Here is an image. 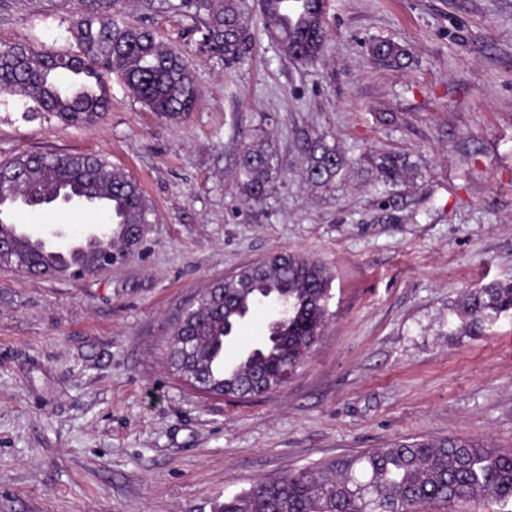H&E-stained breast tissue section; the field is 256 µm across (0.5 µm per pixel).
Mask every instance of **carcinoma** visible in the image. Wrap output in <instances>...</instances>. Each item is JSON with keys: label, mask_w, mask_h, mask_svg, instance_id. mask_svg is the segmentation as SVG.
<instances>
[{"label": "carcinoma", "mask_w": 512, "mask_h": 512, "mask_svg": "<svg viewBox=\"0 0 512 512\" xmlns=\"http://www.w3.org/2000/svg\"><path fill=\"white\" fill-rule=\"evenodd\" d=\"M282 0H261L265 28L282 52L304 64L323 61L325 0H301L306 19L292 27L280 20ZM127 0H55L68 16L75 49L46 51L35 45H0V97L23 101L30 120L54 119L65 126L91 128L108 110L103 75L122 77L133 97L160 117L178 122L192 111L199 91L183 55L160 41L146 26L119 25L115 17ZM159 8L190 19L199 45L226 68L244 64L253 39L243 18L246 0H160ZM371 54L392 66L403 65L405 53L390 43H376ZM305 178L327 187L342 176L346 160L325 138L309 142ZM381 177L394 181L403 173L396 157L381 154L375 161ZM4 170L23 171L21 181L0 194V209L33 197L53 200L73 188L91 200L108 197L125 213L112 224L110 236L80 259L78 271L104 267L108 258L119 263L130 254L129 235L122 227L149 223L150 209L139 184L105 160L83 153H25L1 163ZM278 154L264 135L241 144L234 183L244 201L262 204L271 194ZM288 268L272 263L244 267L241 288H226L224 280L197 297L190 314L171 332L166 351L171 366L183 364L204 388L222 390L230 400L259 394L252 381L270 372L276 381L266 392L288 383L285 370L296 372L322 335L327 319L328 275L318 262L289 252ZM0 263L30 274H66L69 265L29 244L0 254ZM270 296L285 304L288 318L268 327V337L235 371L217 373L212 365L217 337L232 335L241 321ZM512 316V281L490 283L469 293L457 310L456 326L468 336L482 334L486 325ZM512 501V453L462 437L400 440L354 457H341L275 479L261 480L249 491L219 503L215 512H415L438 504L454 512L462 502Z\"/></svg>", "instance_id": "1"}]
</instances>
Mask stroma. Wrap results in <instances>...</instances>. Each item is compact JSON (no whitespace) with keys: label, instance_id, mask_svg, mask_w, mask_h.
<instances>
[{"label":"stroma","instance_id":"1","mask_svg":"<svg viewBox=\"0 0 512 512\" xmlns=\"http://www.w3.org/2000/svg\"><path fill=\"white\" fill-rule=\"evenodd\" d=\"M325 61L300 64L246 13L251 59L227 70L188 42L191 20L148 11L183 48L201 96L173 123L105 75L93 128L28 120L0 100V162L21 152L99 156L153 209L138 248L84 277L0 268V512H214L218 502L339 456L415 435L512 451V318L450 335L467 291L512 281V0H327ZM407 52L379 65L374 42ZM75 44L52 0H0V45ZM277 149L275 188L245 204L241 142ZM326 135L349 160L308 185L306 144ZM405 164L382 180L375 156ZM103 211L51 204L19 221L85 236ZM290 251L329 276L327 324L286 386L204 399L165 349L213 281Z\"/></svg>","mask_w":512,"mask_h":512}]
</instances>
